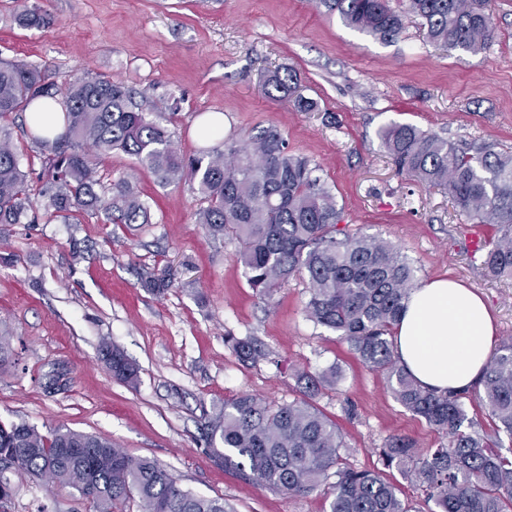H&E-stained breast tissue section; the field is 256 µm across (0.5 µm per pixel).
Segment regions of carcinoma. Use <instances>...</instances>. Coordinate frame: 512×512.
<instances>
[{
    "mask_svg": "<svg viewBox=\"0 0 512 512\" xmlns=\"http://www.w3.org/2000/svg\"><path fill=\"white\" fill-rule=\"evenodd\" d=\"M483 0H406L396 12L386 0H317L351 29L380 40L396 37L407 15L422 20L426 39L443 48L478 53L494 37ZM24 28L50 24L48 14L25 9ZM262 93L296 112H314L317 100L304 95L290 68L259 79ZM43 69L0 61V120L30 106L33 144L44 160L46 181L39 192L59 216L103 213L108 224H149V207L128 174L104 187L97 178L99 160L114 152L135 159L161 185L187 181L206 206L197 223L216 237L236 241L237 261L250 288L271 297L295 275H306L305 313L314 324L338 333L370 370L384 375L395 399L425 419L448 442L425 453L410 440L392 437L382 449L383 464L396 468L422 492L434 512H512V458L501 435L512 442V341L490 356L476 386L483 390L494 437L469 432L462 399L469 390L438 392L422 386L398 361L393 330L413 288L415 269L388 242L340 228L336 200L321 167L288 150L275 125L257 127L247 142L222 141V147L183 153L167 129L147 118L131 90L101 75L75 78L65 92L64 131L52 135L42 99L57 95ZM381 146L401 175L427 188L448 192L460 213L497 229L482 243L483 266L495 277L512 278V155L488 143H456L410 123L379 130ZM37 195V196H39ZM27 175L9 137H0V224H20L34 209ZM166 274H145V286L161 292ZM239 359L254 364L266 356L261 345L226 338ZM104 357L112 376L138 381L136 367L121 350L107 346ZM304 398L272 405L251 395L226 403L207 426L214 458L244 481L291 495L326 487L327 512H414L396 486L375 470L346 462V444L336 423L315 399L336 385V369L302 372ZM221 441L224 451L215 447ZM23 471L70 487L90 501L95 512H116L135 498L139 512H229L220 499L198 497L149 458H133L112 442L58 429L48 435L21 421L0 423V489L14 488L7 473Z\"/></svg>",
    "mask_w": 512,
    "mask_h": 512,
    "instance_id": "carcinoma-1",
    "label": "carcinoma"
}]
</instances>
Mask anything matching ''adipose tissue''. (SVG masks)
<instances>
[{
    "mask_svg": "<svg viewBox=\"0 0 512 512\" xmlns=\"http://www.w3.org/2000/svg\"><path fill=\"white\" fill-rule=\"evenodd\" d=\"M493 317L471 289L437 277L410 291L395 331V354L423 386L461 390L481 376L496 340Z\"/></svg>",
    "mask_w": 512,
    "mask_h": 512,
    "instance_id": "ef3b65f1",
    "label": "adipose tissue"
}]
</instances>
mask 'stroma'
<instances>
[{"label":"stroma","mask_w":512,"mask_h":512,"mask_svg":"<svg viewBox=\"0 0 512 512\" xmlns=\"http://www.w3.org/2000/svg\"><path fill=\"white\" fill-rule=\"evenodd\" d=\"M24 4L45 10L51 24L17 25ZM486 9L495 35L471 55L427 42L415 17L383 42L325 15L315 0H0V58L46 69L61 89L84 74L122 81L187 154L206 146L201 127L215 113L224 136L240 143L255 127L278 126L292 152L321 166L341 228L391 242L417 280L446 276L475 290L503 340L512 338V278L484 272L470 220L444 191L396 173L378 138L389 123H411L512 154V0H489ZM278 67L297 72L318 111L295 112L262 95L261 71ZM28 124L20 112L0 128L37 191L43 157L23 133ZM129 172L151 224L129 228L87 213L66 220L43 199L22 223L0 224V335L15 350L14 363L0 367V421L108 439L155 460L182 488L223 499L230 512H327L323 490L289 495L217 465L203 428L241 395L291 402L300 396L296 371L332 366L336 385L317 405L336 422L347 462L385 470L413 512H427L379 452L394 436L424 451L441 435L337 333L307 319V279L291 277L259 298L236 242L197 224L204 202L190 184L161 186L121 152L97 169L106 186ZM147 269L169 271L173 287L148 292ZM230 335L257 339L267 359L242 363ZM106 345L136 366V386L113 378ZM11 481L8 512H93L71 488L24 473Z\"/></svg>","instance_id":"35a3bbf8"}]
</instances>
